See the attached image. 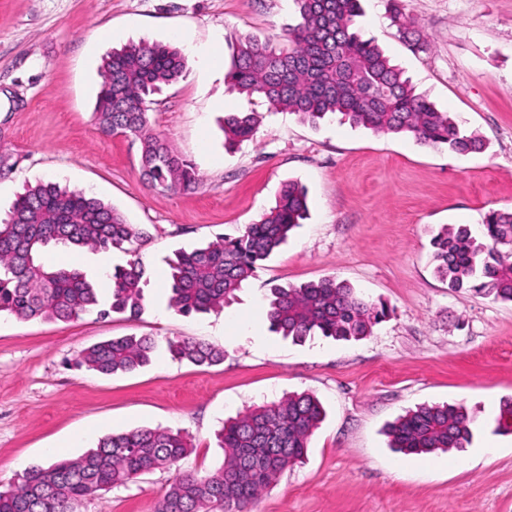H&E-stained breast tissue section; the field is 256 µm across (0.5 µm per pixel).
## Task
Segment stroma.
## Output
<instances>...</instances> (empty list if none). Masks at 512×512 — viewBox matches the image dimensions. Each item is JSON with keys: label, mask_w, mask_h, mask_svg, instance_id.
I'll return each mask as SVG.
<instances>
[{"label": "stroma", "mask_w": 512, "mask_h": 512, "mask_svg": "<svg viewBox=\"0 0 512 512\" xmlns=\"http://www.w3.org/2000/svg\"><path fill=\"white\" fill-rule=\"evenodd\" d=\"M403 7L422 50L391 23L384 0H362L355 28L484 149L460 155L335 118L314 126L228 89L224 74L241 38L278 42L298 21L295 0H0V214L39 183L90 191L145 228L138 250L149 274L137 320L94 310L72 321L0 316V490L26 468L78 456L106 435L180 429L193 447L178 468L79 508L155 512L179 471L221 466L215 433L224 419L308 391L326 417L304 463L284 470L254 512H512V433L495 423L512 399V303L449 289L430 247L442 225L477 232L489 211L512 208V0ZM143 41L187 57L149 120L197 168L202 181L190 192L148 190L138 142L95 125L104 57ZM228 112L260 115L254 138L231 150L220 129ZM290 180L306 187L310 216L235 301L205 315L171 308L167 258L239 235ZM67 255L104 296L105 266L126 260L62 246L43 258L52 265ZM328 276L385 305L387 318L358 341L295 343L270 330L271 285ZM120 336L154 337L151 363L111 376L77 367L83 349ZM176 337L223 349L224 359H173L167 342ZM424 403L465 405L476 417L472 442L428 455L389 448L386 426Z\"/></svg>", "instance_id": "1"}]
</instances>
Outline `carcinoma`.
Segmentation results:
<instances>
[{
    "label": "carcinoma",
    "instance_id": "1",
    "mask_svg": "<svg viewBox=\"0 0 512 512\" xmlns=\"http://www.w3.org/2000/svg\"><path fill=\"white\" fill-rule=\"evenodd\" d=\"M299 22L274 44L246 37L239 42L225 78L270 107L318 124L329 115L376 134L404 135L457 153L481 147L449 112L417 93L381 48L354 29L361 0H295ZM185 59L169 45L140 43L108 53L95 117L105 135L139 141L141 176L157 193L187 192L200 181L196 168L149 127L153 97L182 74ZM255 112L224 116L225 144L254 137ZM308 215L306 189L282 185L275 206L234 238L218 237L203 247L178 250L168 260L169 305L183 315L218 312L230 304L257 265L266 260ZM145 232L116 208L83 190L55 183L25 190L0 219V314L20 319L69 321L100 305L78 269L43 262L46 247L74 245L92 251L120 250L129 256L113 268L106 316L139 317L145 310L148 273L130 244ZM435 273L453 290L475 288L512 302V210H493L483 235L467 225L445 226L432 239ZM355 288L325 277L298 286L274 285L267 318L274 332L296 342L321 335L359 340L385 316ZM155 341L123 336L84 349L80 365L103 375L132 372L150 362ZM172 356L196 365L224 360V350L190 338L168 340ZM325 416L309 393H292L224 421L216 433L223 465L204 475L185 471L163 491L156 512H252L282 471L303 462L309 440ZM474 418L462 405H421L387 428L389 446L409 454L461 450L473 438ZM497 429L512 432V399L500 405ZM186 434L138 428L101 438L73 459L33 466L20 482L0 491V512H78L89 496L125 487L139 476L178 464L189 451Z\"/></svg>",
    "mask_w": 512,
    "mask_h": 512
}]
</instances>
